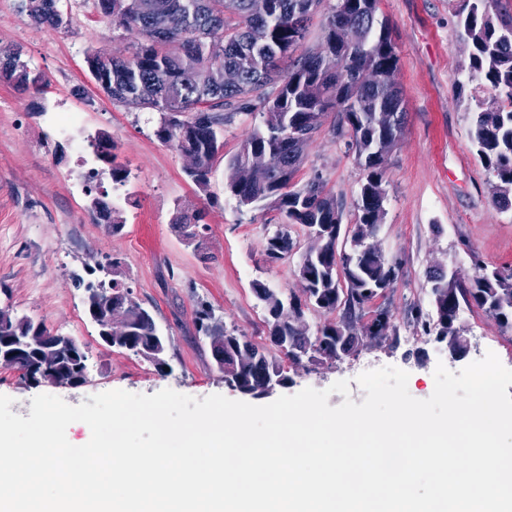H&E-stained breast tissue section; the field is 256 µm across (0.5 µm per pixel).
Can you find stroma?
I'll list each match as a JSON object with an SVG mask.
<instances>
[{
	"mask_svg": "<svg viewBox=\"0 0 512 512\" xmlns=\"http://www.w3.org/2000/svg\"><path fill=\"white\" fill-rule=\"evenodd\" d=\"M64 3L71 9V24L52 30L20 13L18 0H0V45L20 47L46 79L40 92L0 81V308H12L82 342L91 356V381L81 387L30 384L0 365V395L12 398L13 413L29 416L31 400L39 394L77 405L106 391L151 395L169 388L198 399L220 394L266 405L306 387L323 390L348 381L349 395L329 397V406L335 407L347 397L363 401L356 379L371 366L406 371L410 395L424 400L434 391L437 364L456 372L491 351L512 369V329L482 311H460L457 326L470 345L459 361L410 314L414 306L426 315L432 310V268L458 272L467 280L475 274L474 260L491 268L512 265V209L494 205L495 180L470 140L467 107L479 88L467 77L469 49L458 25L461 0L379 2L399 56L394 81L402 92L405 124L387 156L385 214L374 238L398 271L373 304L389 309L397 337L365 344L324 365L287 362L270 341L267 313L252 288L258 281L285 297L299 293L297 265L311 244L305 228L291 225V254L268 262L266 238L280 223V214L270 208H238L226 189L228 161L261 124V115L239 114L225 126L224 149L210 184L198 190L185 173L187 158L155 136V114L136 103L112 102L87 70V51L128 55L131 36L112 29L92 0ZM62 112L82 113L79 136L111 134L118 163L131 172L123 191L113 190L110 177L101 179L122 210L120 231L92 219L90 197L79 181L83 156L69 147L63 156L55 154L61 139L54 124ZM338 122L333 112L324 118L293 183L322 178L343 209L337 247L344 250L351 246L354 202L365 173ZM178 204L204 213L209 226L204 252L188 246L173 229ZM112 258L120 259L121 280L165 338V371L104 345L87 315L84 291L74 278ZM204 302L227 330L247 336L269 358L285 364L287 384L258 396L227 386L198 328L197 311Z\"/></svg>",
	"mask_w": 512,
	"mask_h": 512,
	"instance_id": "stroma-1",
	"label": "stroma"
}]
</instances>
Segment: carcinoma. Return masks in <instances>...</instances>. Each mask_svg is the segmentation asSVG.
I'll list each match as a JSON object with an SVG mask.
<instances>
[{
    "label": "carcinoma",
    "instance_id": "obj_1",
    "mask_svg": "<svg viewBox=\"0 0 512 512\" xmlns=\"http://www.w3.org/2000/svg\"><path fill=\"white\" fill-rule=\"evenodd\" d=\"M325 0H94L112 28L133 36L129 55L87 53L85 63L100 90L114 102L134 100L158 115L155 136L192 159L186 174L201 190L208 187L214 161L224 147V126L238 113L262 114L241 150L230 160L227 191L236 202L269 207L283 218L268 236L265 256L283 259L292 250L288 225L307 228L313 246L297 275L304 298L283 299L265 284L254 292L271 319L272 342L290 358L336 361L357 350L363 336L381 338L388 313L374 312L359 332L355 325L365 307L394 280V264L370 242L385 209L386 157L402 130L404 109L393 81L399 56L379 0H336L324 16L325 50L318 56H293L304 42L313 17ZM494 0H463L459 25L470 46L468 79L491 99H478L472 109L470 137L484 168L496 178L493 203L512 204V21L495 18ZM18 9L33 22L53 29L69 27L56 0H19ZM21 53L0 46V78L22 90L39 89L43 74L19 70L10 60ZM337 112L348 128L350 146L366 172L354 203L350 252L337 249L342 213L333 195L315 175L293 185L305 147L327 113ZM99 161L110 165L112 185L124 186L130 171L116 162L112 136L99 132L88 139ZM98 171L87 172L95 219L121 230L122 211L94 184ZM202 212L176 208L175 229L201 224ZM120 262L112 261V289L124 291L118 301L126 323L113 332L117 345L162 368L156 350H165L154 318L118 279ZM477 273L465 286L457 273L429 272L434 322L424 323L453 354L467 353L456 322L461 304L473 305L503 327L512 328V266L489 269L475 263ZM342 311L339 321L310 332L305 310ZM199 330L221 344L219 372L224 382L243 394L259 395L265 378L288 381L284 368L246 336L224 330L206 305L197 311ZM15 333L32 335V326L16 315L0 321V342ZM35 351L19 356L16 370L32 383L43 377Z\"/></svg>",
    "mask_w": 512,
    "mask_h": 512
}]
</instances>
